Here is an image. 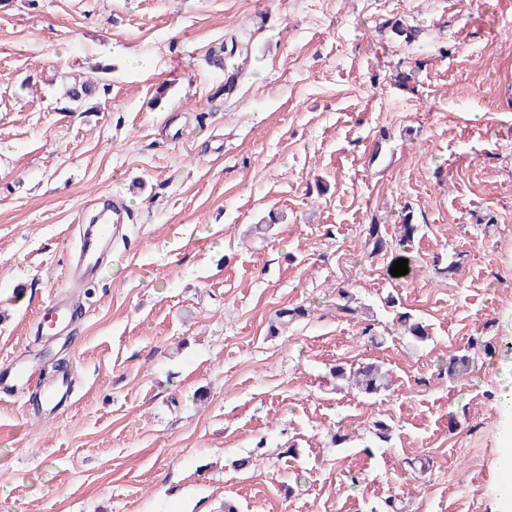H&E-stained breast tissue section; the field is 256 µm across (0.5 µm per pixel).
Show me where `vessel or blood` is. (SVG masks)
I'll return each mask as SVG.
<instances>
[{
    "label": "vessel or blood",
    "instance_id": "obj_1",
    "mask_svg": "<svg viewBox=\"0 0 512 512\" xmlns=\"http://www.w3.org/2000/svg\"><path fill=\"white\" fill-rule=\"evenodd\" d=\"M97 220L78 227V247L67 271L72 281L92 283L97 281L103 267L112 256V243L128 222L125 210L116 202L104 200L97 204ZM80 306L76 296L56 300L47 312V323L53 333L68 330ZM39 382L44 401L58 405L73 395L71 381L59 376L39 377L36 370L25 361L12 359L0 365V394H13L23 386Z\"/></svg>",
    "mask_w": 512,
    "mask_h": 512
}]
</instances>
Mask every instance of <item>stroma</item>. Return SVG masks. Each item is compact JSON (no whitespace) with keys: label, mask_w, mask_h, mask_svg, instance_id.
Returning <instances> with one entry per match:
<instances>
[{"label":"stroma","mask_w":512,"mask_h":512,"mask_svg":"<svg viewBox=\"0 0 512 512\" xmlns=\"http://www.w3.org/2000/svg\"><path fill=\"white\" fill-rule=\"evenodd\" d=\"M511 29L512 0H0V364L75 389L0 398V512H498ZM97 195L131 221L78 288ZM74 291V340L38 334ZM368 361L390 390L330 373Z\"/></svg>","instance_id":"1"}]
</instances>
